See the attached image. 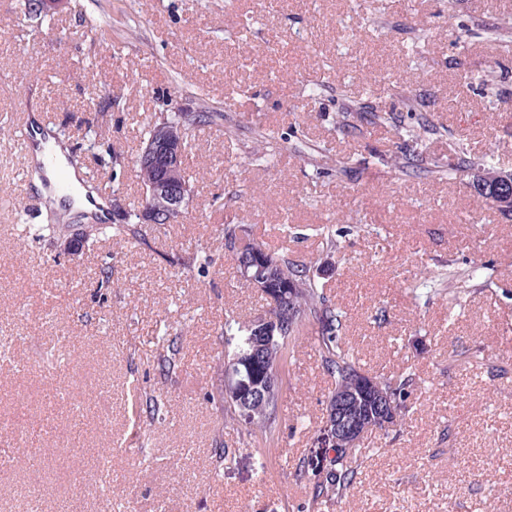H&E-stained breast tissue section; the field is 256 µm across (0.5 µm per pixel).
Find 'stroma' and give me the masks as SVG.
I'll list each match as a JSON object with an SVG mask.
<instances>
[{"instance_id": "stroma-1", "label": "stroma", "mask_w": 512, "mask_h": 512, "mask_svg": "<svg viewBox=\"0 0 512 512\" xmlns=\"http://www.w3.org/2000/svg\"><path fill=\"white\" fill-rule=\"evenodd\" d=\"M26 4L0 0V116L38 107L104 205L137 204L148 124L203 119L177 223L76 257L63 238L19 240L18 213L47 223L44 194L18 188V140L0 135V337L14 342L0 360V512H512V218L422 170L460 146L512 171V47L485 35L512 0H65L40 26ZM348 109L363 120L345 130ZM419 121L431 130L399 174L391 159ZM325 155L346 176L320 169ZM230 222L317 262L363 372L416 375L401 432L365 434L340 506L312 503L296 475L331 386L311 335L279 372L272 437L225 420L215 396L226 316L267 308L224 248ZM430 269L475 271L476 285L456 306L415 298Z\"/></svg>"}]
</instances>
